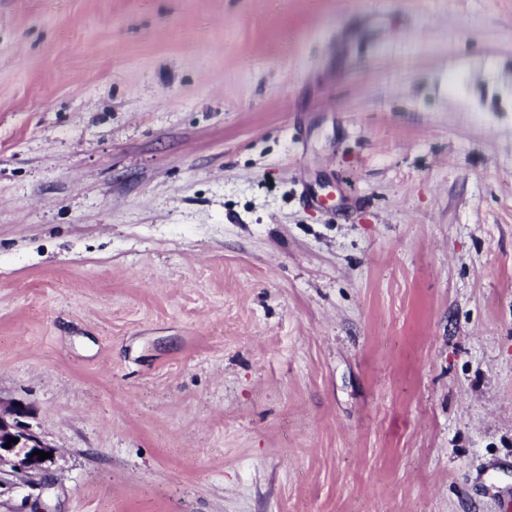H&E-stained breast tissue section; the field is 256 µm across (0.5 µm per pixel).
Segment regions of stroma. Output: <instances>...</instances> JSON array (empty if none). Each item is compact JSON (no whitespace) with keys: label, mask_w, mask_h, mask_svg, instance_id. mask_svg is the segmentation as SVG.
Here are the masks:
<instances>
[{"label":"stroma","mask_w":512,"mask_h":512,"mask_svg":"<svg viewBox=\"0 0 512 512\" xmlns=\"http://www.w3.org/2000/svg\"><path fill=\"white\" fill-rule=\"evenodd\" d=\"M0 512H512V0H0ZM29 413L24 405L13 406L7 411L0 408V468L10 464L12 476L20 482L32 475H50L56 463V449L44 443L23 420ZM9 437L18 438V442L5 448ZM34 450L51 453L52 457L40 461L39 455H33Z\"/></svg>","instance_id":"1"}]
</instances>
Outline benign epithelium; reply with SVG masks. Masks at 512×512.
Instances as JSON below:
<instances>
[{
  "label": "benign epithelium",
  "mask_w": 512,
  "mask_h": 512,
  "mask_svg": "<svg viewBox=\"0 0 512 512\" xmlns=\"http://www.w3.org/2000/svg\"><path fill=\"white\" fill-rule=\"evenodd\" d=\"M28 415L29 409L24 405L13 406L7 411L0 409V466L10 464L12 476L21 482L32 475H50L56 463V449L30 430L24 421ZM10 437L18 439V442L7 448L5 444ZM36 450L50 453L52 457L41 461L34 454Z\"/></svg>",
  "instance_id": "7a95c632"
}]
</instances>
